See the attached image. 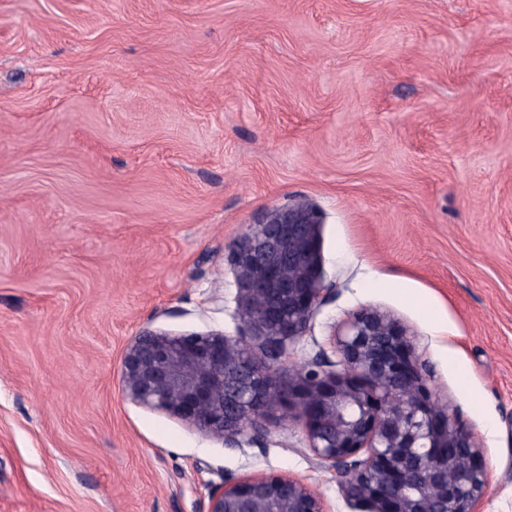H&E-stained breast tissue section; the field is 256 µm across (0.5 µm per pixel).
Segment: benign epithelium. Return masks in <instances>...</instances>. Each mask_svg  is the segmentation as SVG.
Here are the masks:
<instances>
[{
  "instance_id": "1",
  "label": "benign epithelium",
  "mask_w": 512,
  "mask_h": 512,
  "mask_svg": "<svg viewBox=\"0 0 512 512\" xmlns=\"http://www.w3.org/2000/svg\"><path fill=\"white\" fill-rule=\"evenodd\" d=\"M322 215L306 202L266 211L230 252L245 332L171 335L142 330L124 350L130 401L239 448L268 413L298 416L316 459L341 478L357 512H478L489 485L471 429L432 397L412 337L388 314L363 309L337 341L343 371L276 363L306 335L331 291L320 249ZM205 512H326L286 475L224 477Z\"/></svg>"
}]
</instances>
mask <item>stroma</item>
I'll return each mask as SVG.
<instances>
[{
	"mask_svg": "<svg viewBox=\"0 0 512 512\" xmlns=\"http://www.w3.org/2000/svg\"><path fill=\"white\" fill-rule=\"evenodd\" d=\"M297 200L332 290L280 368L397 319L512 512V0H0V512H352L299 419L228 448L121 389L143 329L244 332L227 256ZM205 512H326L308 485L286 475L224 477L208 493Z\"/></svg>",
	"mask_w": 512,
	"mask_h": 512,
	"instance_id": "obj_1",
	"label": "stroma"
}]
</instances>
